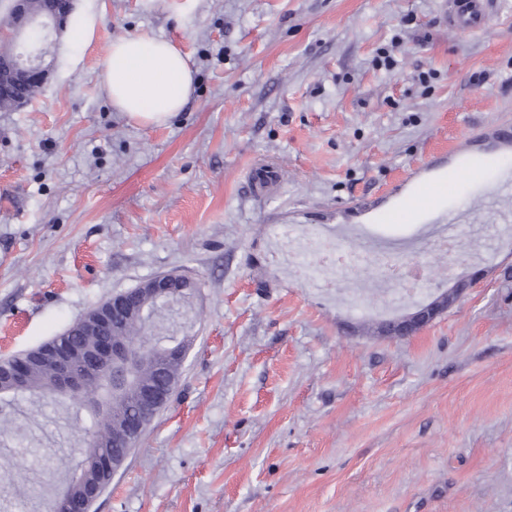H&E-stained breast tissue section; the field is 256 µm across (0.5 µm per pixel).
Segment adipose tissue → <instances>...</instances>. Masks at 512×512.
Returning a JSON list of instances; mask_svg holds the SVG:
<instances>
[{"mask_svg":"<svg viewBox=\"0 0 512 512\" xmlns=\"http://www.w3.org/2000/svg\"><path fill=\"white\" fill-rule=\"evenodd\" d=\"M102 81L115 111L146 125L163 124L192 95L188 55L173 41L149 34L112 43Z\"/></svg>","mask_w":512,"mask_h":512,"instance_id":"ef3b65f1","label":"adipose tissue"}]
</instances>
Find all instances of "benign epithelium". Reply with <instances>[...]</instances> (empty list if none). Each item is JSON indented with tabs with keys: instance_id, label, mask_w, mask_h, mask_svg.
<instances>
[{
	"instance_id": "1",
	"label": "benign epithelium",
	"mask_w": 512,
	"mask_h": 512,
	"mask_svg": "<svg viewBox=\"0 0 512 512\" xmlns=\"http://www.w3.org/2000/svg\"><path fill=\"white\" fill-rule=\"evenodd\" d=\"M67 8L58 13L52 9L43 14L32 11L31 0H8L13 23L10 30H1L0 39L12 40L13 51L0 56V97L11 93V111L21 110L31 100L26 93L30 87H40L46 80L54 59L55 35L62 30L73 9V0H66ZM478 275L473 273L457 280L448 289V301L459 299L475 287ZM198 290V283L191 278L168 273L155 276L136 288L116 293L95 305L83 317L84 325L92 332L105 337L93 350H80L73 345L52 341L24 352L16 362L0 364V393L10 394L27 385V369L34 363L47 365L54 374V395L67 400L81 392L89 378H110L117 393H132L138 413L127 424L119 448H134L152 422L154 416L170 400L177 381L149 385L136 379V371L151 363V358L138 356L132 347L110 339L112 327L122 318H139L149 321L154 303H168L178 299H190ZM445 305L429 297L415 305L413 311L382 321L383 326L402 332H414L443 313ZM166 354L185 362L188 348L185 342L171 339L166 342ZM127 457L115 451L107 459L94 458L92 467L103 472L117 473ZM104 492L101 483L89 474H79L73 487L62 492L56 499L54 512H91L93 504Z\"/></svg>"
}]
</instances>
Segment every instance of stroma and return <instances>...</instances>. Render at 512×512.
Instances as JSON below:
<instances>
[{
    "instance_id": "obj_1",
    "label": "stroma",
    "mask_w": 512,
    "mask_h": 512,
    "mask_svg": "<svg viewBox=\"0 0 512 512\" xmlns=\"http://www.w3.org/2000/svg\"><path fill=\"white\" fill-rule=\"evenodd\" d=\"M447 3L79 0L68 26L96 15L91 43L63 36L31 104L0 112V358L156 275L200 284L178 386L93 512H512V220L487 201L454 227L451 271L412 296L363 267L310 287L317 258L283 260L269 237L329 224L340 251L394 242L430 268L421 241L471 182L406 223L349 212L404 206L398 181L447 178L439 153L512 125V0L472 35ZM138 33L196 73L161 126L102 87L112 42ZM266 160L280 181L259 198ZM476 268L478 288L415 335L368 332ZM66 413L24 402L0 427V512H48L59 459L83 448Z\"/></svg>"
}]
</instances>
